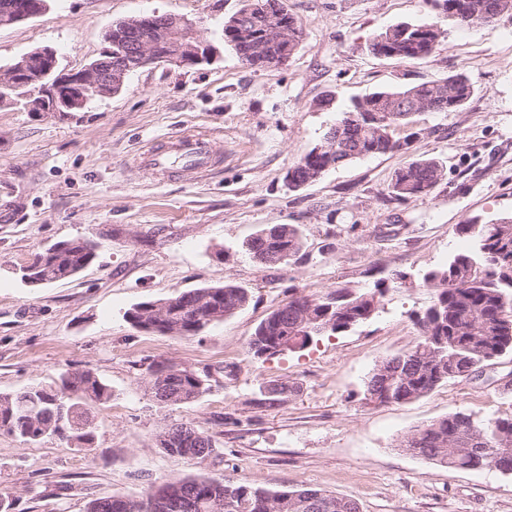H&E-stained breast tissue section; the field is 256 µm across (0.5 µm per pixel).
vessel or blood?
Segmentation results:
<instances>
[{
	"label": "vessel or blood",
	"mask_w": 512,
	"mask_h": 512,
	"mask_svg": "<svg viewBox=\"0 0 512 512\" xmlns=\"http://www.w3.org/2000/svg\"><path fill=\"white\" fill-rule=\"evenodd\" d=\"M136 164L159 175L177 173L192 179L208 171L214 157L206 134L187 132L165 144L149 147Z\"/></svg>",
	"instance_id": "1"
}]
</instances>
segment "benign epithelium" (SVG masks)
<instances>
[{"mask_svg":"<svg viewBox=\"0 0 512 512\" xmlns=\"http://www.w3.org/2000/svg\"><path fill=\"white\" fill-rule=\"evenodd\" d=\"M156 28L169 33L163 46L142 29L141 19L125 21L123 54L114 58L112 49L106 48L99 58L78 70L61 68L55 51L41 48L0 72V86L14 93L25 91L30 110L74 112L99 96L117 93L132 73L149 64L182 68L190 61L204 64L213 58L214 47L198 37L195 23L158 16Z\"/></svg>","mask_w":512,"mask_h":512,"instance_id":"obj_1","label":"benign epithelium"}]
</instances>
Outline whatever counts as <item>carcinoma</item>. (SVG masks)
<instances>
[{
  "instance_id": "carcinoma-1",
  "label": "carcinoma",
  "mask_w": 512,
  "mask_h": 512,
  "mask_svg": "<svg viewBox=\"0 0 512 512\" xmlns=\"http://www.w3.org/2000/svg\"><path fill=\"white\" fill-rule=\"evenodd\" d=\"M41 0H0V14H26ZM434 15L418 23H401L377 35L370 48L373 54L402 62L432 54L448 35L443 22L452 26L490 23L512 15V0H429ZM288 27V43L275 41L270 32ZM303 36L302 24L288 10L286 0H244V6L224 20V43L250 67L280 64L283 54H293ZM473 87L462 73L418 85L374 92L355 99L334 124L336 143L328 137L315 145L288 170V187L297 189L319 179L327 170L356 159L406 152L421 132L405 136L397 130L408 127L416 112H453L469 101ZM445 175L442 164L418 158L395 173L388 186V198L405 201L428 193ZM472 246L453 253L440 268L425 272L423 285L435 294L433 304L415 314L419 336L407 350L383 359L365 383L364 395L378 396L379 403H406L427 396L452 380L455 371L476 372L492 359L512 354V216L491 224L471 219L456 227ZM302 247V238L293 224H275L259 231L249 242L252 257L262 263L283 254L290 258ZM95 258V245L88 240H72L54 245L36 255L29 284H49L72 278ZM385 279L374 282L372 291L340 288L324 299L297 296L272 311L255 329L248 354L261 359L271 343L291 341L303 326L299 314L311 304L326 316L331 328L325 336L347 333L351 325L369 321L374 291ZM164 315L153 309L152 301H142L126 311L129 322L157 324L163 335H194L233 316L249 301V292L228 282L222 286L194 288L169 297ZM153 400L161 407L177 405L169 396L182 391L186 403L209 390L208 375L166 361L149 366ZM112 391L90 370L67 372L59 383L32 387L14 395H0V431L27 441L53 435L69 443L87 446L94 441L90 410L110 400ZM65 403L59 411L55 401ZM160 447L171 456H186L192 449L208 456L214 445L206 433L197 437L174 423L158 435ZM401 447L436 464L453 469H495L512 475V417L477 418L455 412L413 430ZM234 505L224 512H360L354 499L321 490L285 488L269 491L247 482L185 477L156 486L140 500L124 496L91 499L86 512H213L217 502Z\"/></svg>"
}]
</instances>
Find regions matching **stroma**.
<instances>
[{"label":"stroma","mask_w":512,"mask_h":512,"mask_svg":"<svg viewBox=\"0 0 512 512\" xmlns=\"http://www.w3.org/2000/svg\"><path fill=\"white\" fill-rule=\"evenodd\" d=\"M242 0H49L37 17L0 27V70L38 48L78 69L106 47L116 22L171 14L196 23L216 54L192 68L138 70L117 94L60 115L0 107V395L91 370L112 389L91 414L80 448L0 432V497L10 512H85L89 499L142 498L192 476L269 490L313 487L355 499L361 512H512V475L448 469L412 455L410 431L465 412L512 416V355L401 404L375 405L364 384L381 360L409 348L414 315L434 300L426 271L467 245L456 227L512 214V16L450 28L430 56L401 63L373 55L387 27L432 14L429 0H288L304 34L284 64H242L224 21ZM462 73L474 93L454 112L413 117L408 152L363 158L289 189L285 177L354 96ZM208 133L214 166L197 178L154 176L134 157L185 131ZM434 158L444 178L426 195L387 201L396 171ZM274 224L298 227L303 246L264 265L246 243ZM87 239L96 257L78 275L32 286L22 267L46 248ZM402 273L368 323L294 354L252 359L247 342L294 296L373 288ZM234 282L248 304L189 336L149 333L125 318L132 305ZM168 361L210 373L211 389L159 407L148 367ZM291 390L269 398L267 385ZM204 431L205 458L166 454L172 423Z\"/></svg>","instance_id":"obj_1"}]
</instances>
